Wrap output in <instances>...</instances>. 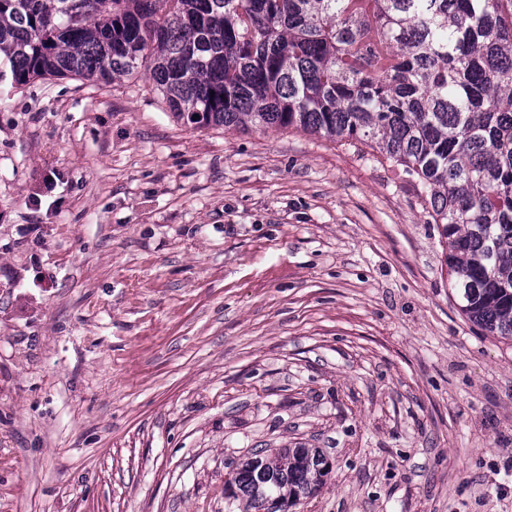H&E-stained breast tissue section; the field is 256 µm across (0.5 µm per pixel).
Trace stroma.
I'll return each mask as SVG.
<instances>
[{
	"instance_id": "35a3bbf8",
	"label": "stroma",
	"mask_w": 512,
	"mask_h": 512,
	"mask_svg": "<svg viewBox=\"0 0 512 512\" xmlns=\"http://www.w3.org/2000/svg\"><path fill=\"white\" fill-rule=\"evenodd\" d=\"M402 167L197 129L144 68L0 87V512H239L244 455L316 448L296 512H512V340L458 309Z\"/></svg>"
}]
</instances>
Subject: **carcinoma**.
<instances>
[{"label":"carcinoma","mask_w":512,"mask_h":512,"mask_svg":"<svg viewBox=\"0 0 512 512\" xmlns=\"http://www.w3.org/2000/svg\"><path fill=\"white\" fill-rule=\"evenodd\" d=\"M148 62L196 128H295L369 146L416 179L462 314L512 339V0H0V81H111ZM265 456L233 470L245 512ZM278 448L269 497L323 485Z\"/></svg>","instance_id":"obj_1"}]
</instances>
